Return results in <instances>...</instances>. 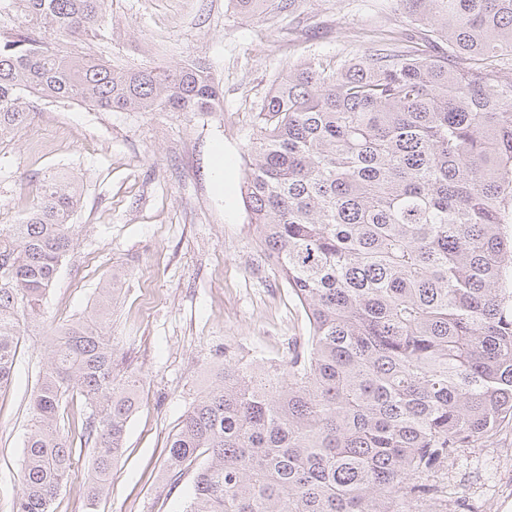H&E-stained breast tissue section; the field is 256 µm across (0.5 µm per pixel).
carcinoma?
<instances>
[{"label":"carcinoma","mask_w":512,"mask_h":512,"mask_svg":"<svg viewBox=\"0 0 512 512\" xmlns=\"http://www.w3.org/2000/svg\"><path fill=\"white\" fill-rule=\"evenodd\" d=\"M257 15L297 0H236ZM435 43L374 44L330 66L289 63L246 145L241 193L261 251L307 315L287 364L233 359L168 437L166 483L193 471L183 512H446L438 478L462 448L512 419V0H405ZM26 27L0 40V139L33 99L106 111L214 112L201 63L129 67L63 52L104 37L109 0H14ZM78 191L41 184L0 228V387L22 332L74 247ZM30 400L14 512H54L73 470L63 399L91 409L88 509L109 489L138 385L112 375V344L76 320L49 339Z\"/></svg>","instance_id":"cac0c4a2"}]
</instances>
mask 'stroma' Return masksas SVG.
Segmentation results:
<instances>
[{"label": "stroma", "instance_id": "stroma-1", "mask_svg": "<svg viewBox=\"0 0 512 512\" xmlns=\"http://www.w3.org/2000/svg\"><path fill=\"white\" fill-rule=\"evenodd\" d=\"M115 34L76 53L132 66L201 62L223 87L214 112H105L36 102L30 124L0 140V226L17 224L51 176L75 178L76 244L26 320L11 382L0 388V512L21 491L29 400L51 328L97 319V290L121 272L105 326L115 377L139 380L138 404L98 512H181L193 485L162 482L166 444L208 370L231 356L287 362L309 336L290 288L256 243L240 186L254 115L289 62L352 56L369 39L416 28L403 0H299L294 14L255 17L231 0H111ZM61 425L76 464L55 512H86L90 410L66 399ZM448 499L463 512H512V420L449 461Z\"/></svg>", "mask_w": 512, "mask_h": 512}]
</instances>
